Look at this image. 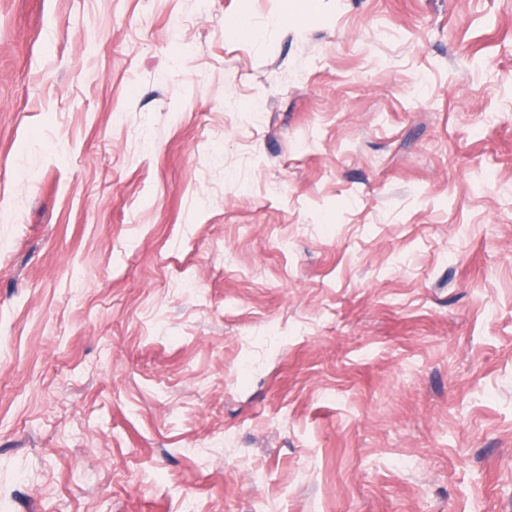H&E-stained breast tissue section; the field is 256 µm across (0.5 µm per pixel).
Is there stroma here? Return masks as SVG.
Returning <instances> with one entry per match:
<instances>
[{
  "instance_id": "1",
  "label": "stroma",
  "mask_w": 512,
  "mask_h": 512,
  "mask_svg": "<svg viewBox=\"0 0 512 512\" xmlns=\"http://www.w3.org/2000/svg\"><path fill=\"white\" fill-rule=\"evenodd\" d=\"M189 504L512 512V0H0V512Z\"/></svg>"
}]
</instances>
